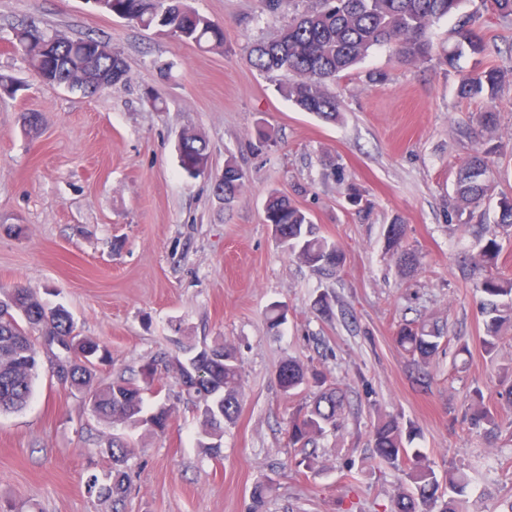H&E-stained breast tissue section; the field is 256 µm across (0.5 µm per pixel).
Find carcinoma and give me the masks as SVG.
<instances>
[{"label": "carcinoma", "mask_w": 512, "mask_h": 512, "mask_svg": "<svg viewBox=\"0 0 512 512\" xmlns=\"http://www.w3.org/2000/svg\"><path fill=\"white\" fill-rule=\"evenodd\" d=\"M463 0H319V6L294 14L279 37L268 43L251 47L249 61L263 73H285L292 77L288 98L300 109L334 122L339 112L335 94L324 84L334 81L363 60L379 45L394 47L403 62L425 60L432 45L430 27L437 20L459 10ZM104 12L119 18L127 16L140 20L146 28H155L182 42L199 47L224 46V28L211 18L190 8L185 0H107ZM462 42L475 53L484 50L481 36L472 28V19L462 23L457 31ZM32 27L24 25L12 31L13 43L34 70L47 72L60 79L79 72L83 82L77 87L87 90L97 85L107 74L112 84L127 79L128 68L121 54L98 55L90 58L99 41L94 38L72 39L57 31L55 53L36 54L30 45ZM505 76L496 68H485L464 78L459 87L463 97L486 94L493 98ZM493 150L480 152L461 166L456 183L453 210L464 223L481 225L479 236L485 239L481 250L470 258L473 268H493L501 253L498 237L512 230V198L498 200L499 213L494 224L484 223L476 214L480 202L492 196L490 155ZM182 169L198 176L208 165L205 141L186 133L179 144ZM245 179L244 170L233 160L224 165V178L216 192L227 204L233 203ZM265 223L280 228V242L300 262L315 272L333 273L343 265L341 246L320 236L307 214L279 193L269 197ZM406 225L394 222L385 228V247L396 255L399 271L407 275L416 267L414 254L401 243ZM483 294L480 312L484 332L480 337L483 352L494 358L504 332L512 329V275L490 273L477 285ZM42 333L43 339L57 341L61 348L54 352L56 359L69 369L66 384L82 393L92 416L114 427L134 431L144 428L163 433L168 428L173 407L159 403L149 407L144 395L159 392L161 377L158 365L147 362L141 366V381L120 378L108 383L97 380L98 366L91 360H109L107 351L99 350L93 339L77 331L72 314L62 305L49 306L38 294L18 287L0 299V413L16 411L27 405L41 365L38 345L33 336ZM395 342L417 366H425L442 345V331L435 325L421 323L399 326ZM189 377L182 385L192 403L199 423V446L211 455H218L224 427L235 422L243 391L241 371L234 348L227 343L214 346H191L180 355L168 359L165 371ZM277 380L286 393L314 381L320 394L306 411L294 416L288 425L289 445L313 447L305 451L297 465L308 470L316 467L317 441L336 428L345 396L337 387L327 383L324 373L310 370L295 360L283 362L277 369ZM466 419L475 428H485L491 434L498 429L496 416L485 404L484 394L477 389L469 395ZM416 433L412 424H403L394 417L380 419L374 427L371 458L400 475L391 512H432L442 502L440 512H463L457 497L463 495L472 480L458 468L450 466L438 472L429 458L418 448L410 447ZM112 460V481L101 485L97 477L90 478L88 490L98 497L116 503L127 491L128 473L124 465L132 453L125 438L112 434V442L102 449ZM452 496L444 497V491Z\"/></svg>", "instance_id": "obj_1"}]
</instances>
